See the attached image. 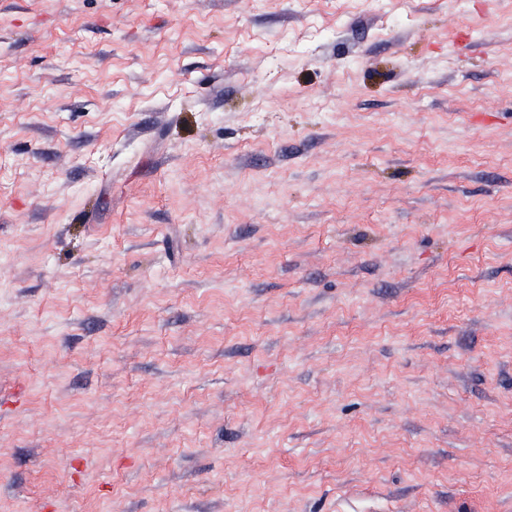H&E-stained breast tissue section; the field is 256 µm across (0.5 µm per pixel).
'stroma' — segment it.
Wrapping results in <instances>:
<instances>
[{"label": "stroma", "mask_w": 512, "mask_h": 512, "mask_svg": "<svg viewBox=\"0 0 512 512\" xmlns=\"http://www.w3.org/2000/svg\"><path fill=\"white\" fill-rule=\"evenodd\" d=\"M0 512H512V0H0Z\"/></svg>", "instance_id": "obj_1"}]
</instances>
